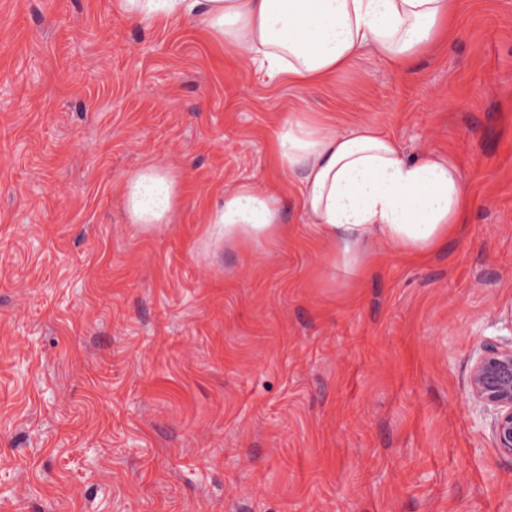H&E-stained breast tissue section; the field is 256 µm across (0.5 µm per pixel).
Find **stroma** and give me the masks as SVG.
<instances>
[{"label":"stroma","mask_w":512,"mask_h":512,"mask_svg":"<svg viewBox=\"0 0 512 512\" xmlns=\"http://www.w3.org/2000/svg\"><path fill=\"white\" fill-rule=\"evenodd\" d=\"M454 27L300 89L191 21L0 0V512H512L468 388L512 335V0H460ZM299 111L452 158L459 231L333 264L274 161ZM149 160L183 185L146 228L123 195ZM242 181L286 200L260 251L206 237Z\"/></svg>","instance_id":"35a3bbf8"}]
</instances>
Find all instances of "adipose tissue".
Listing matches in <instances>:
<instances>
[{
  "instance_id": "1",
  "label": "adipose tissue",
  "mask_w": 512,
  "mask_h": 512,
  "mask_svg": "<svg viewBox=\"0 0 512 512\" xmlns=\"http://www.w3.org/2000/svg\"><path fill=\"white\" fill-rule=\"evenodd\" d=\"M459 0H119L143 24L193 21L251 56L270 80L318 86L361 53L400 69L450 23ZM277 164L297 176L302 209L333 261L358 266L384 241L420 257L462 224L470 204L455 162L429 153L410 159L377 127L341 131L310 112L292 113L277 135ZM181 174L148 162L127 180L124 209L133 224L168 223L181 204ZM285 202L270 187L241 182L208 211V236L228 245L279 239Z\"/></svg>"
}]
</instances>
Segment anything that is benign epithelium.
Returning <instances> with one entry per match:
<instances>
[{
    "instance_id": "1",
    "label": "benign epithelium",
    "mask_w": 512,
    "mask_h": 512,
    "mask_svg": "<svg viewBox=\"0 0 512 512\" xmlns=\"http://www.w3.org/2000/svg\"><path fill=\"white\" fill-rule=\"evenodd\" d=\"M469 391L476 403L494 410L495 447L512 456V337L481 344L471 366Z\"/></svg>"
}]
</instances>
